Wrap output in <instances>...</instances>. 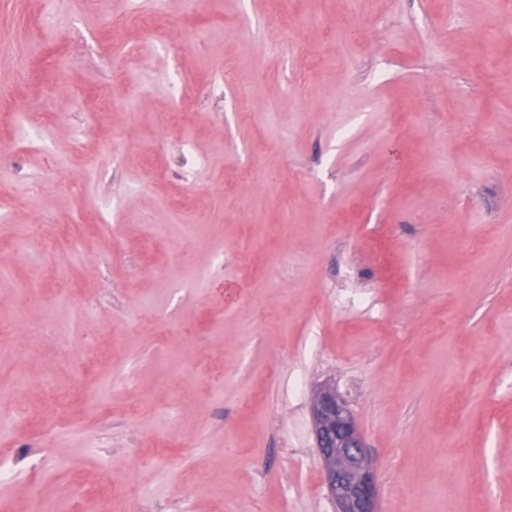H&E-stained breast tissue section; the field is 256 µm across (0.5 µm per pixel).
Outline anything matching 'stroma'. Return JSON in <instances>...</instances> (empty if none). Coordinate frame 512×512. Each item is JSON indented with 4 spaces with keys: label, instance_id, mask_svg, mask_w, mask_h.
<instances>
[{
    "label": "stroma",
    "instance_id": "35a3bbf8",
    "mask_svg": "<svg viewBox=\"0 0 512 512\" xmlns=\"http://www.w3.org/2000/svg\"><path fill=\"white\" fill-rule=\"evenodd\" d=\"M151 8L0 0V512H336L323 388L380 512H512V35H448L490 0H165L128 68ZM312 415L316 447L336 512H380L375 471L346 403L335 392L320 390L313 400Z\"/></svg>",
    "mask_w": 512,
    "mask_h": 512
}]
</instances>
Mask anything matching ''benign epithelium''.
Instances as JSON below:
<instances>
[{
    "label": "benign epithelium",
    "instance_id": "7a95c632",
    "mask_svg": "<svg viewBox=\"0 0 512 512\" xmlns=\"http://www.w3.org/2000/svg\"><path fill=\"white\" fill-rule=\"evenodd\" d=\"M312 415L316 447L336 512H379L375 471L346 403L335 392L321 390L314 397Z\"/></svg>",
    "mask_w": 512,
    "mask_h": 512
}]
</instances>
